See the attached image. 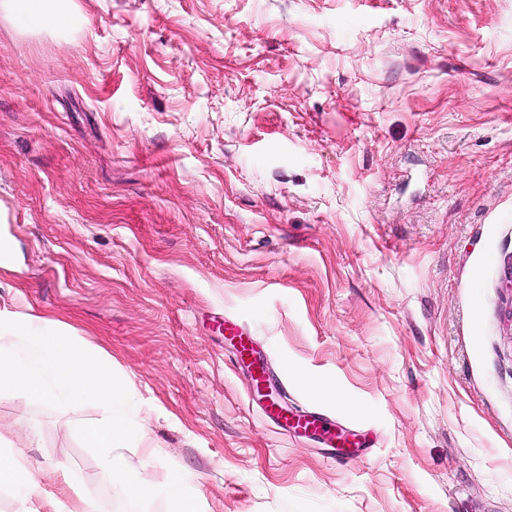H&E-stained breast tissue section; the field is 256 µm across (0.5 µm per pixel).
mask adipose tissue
Returning a JSON list of instances; mask_svg holds the SVG:
<instances>
[{
    "label": "adipose tissue",
    "instance_id": "adipose-tissue-1",
    "mask_svg": "<svg viewBox=\"0 0 512 512\" xmlns=\"http://www.w3.org/2000/svg\"><path fill=\"white\" fill-rule=\"evenodd\" d=\"M0 16L19 21L24 32L68 34L83 27L75 0H0Z\"/></svg>",
    "mask_w": 512,
    "mask_h": 512
}]
</instances>
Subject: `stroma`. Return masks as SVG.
Wrapping results in <instances>:
<instances>
[{"mask_svg":"<svg viewBox=\"0 0 512 512\" xmlns=\"http://www.w3.org/2000/svg\"><path fill=\"white\" fill-rule=\"evenodd\" d=\"M76 5L0 18V309L128 378L129 464L203 512H512V0ZM228 319L366 447L268 422ZM0 425V512L54 469L129 512L71 413L0 393ZM1 15L19 21L22 32L48 29L69 34L84 27L75 0H1ZM24 460L19 455L0 454V486L17 482L18 476L24 472Z\"/></svg>","mask_w":512,"mask_h":512,"instance_id":"obj_1","label":"stroma"}]
</instances>
